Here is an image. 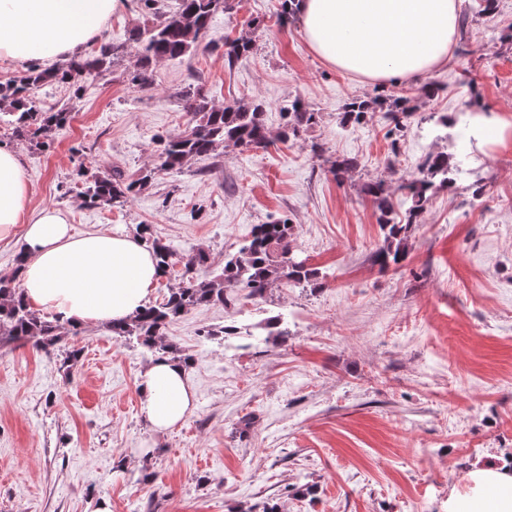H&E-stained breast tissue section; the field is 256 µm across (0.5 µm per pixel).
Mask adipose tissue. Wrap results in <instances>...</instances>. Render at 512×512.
Masks as SVG:
<instances>
[{
    "label": "adipose tissue",
    "mask_w": 512,
    "mask_h": 512,
    "mask_svg": "<svg viewBox=\"0 0 512 512\" xmlns=\"http://www.w3.org/2000/svg\"><path fill=\"white\" fill-rule=\"evenodd\" d=\"M460 0H295L311 49L337 69L375 82L442 66ZM119 0H0V58L44 64L80 55ZM30 187L18 151L0 147V240L17 238L26 264L20 287L36 311L77 325L110 326L148 304L160 277L152 250L137 238L74 234L57 210L29 212ZM141 407L157 433L191 412L187 370L163 359L141 374ZM465 494L447 512H512V470L468 471Z\"/></svg>",
    "instance_id": "obj_1"
}]
</instances>
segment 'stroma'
Here are the masks:
<instances>
[{"label": "stroma", "mask_w": 512, "mask_h": 512, "mask_svg": "<svg viewBox=\"0 0 512 512\" xmlns=\"http://www.w3.org/2000/svg\"><path fill=\"white\" fill-rule=\"evenodd\" d=\"M230 3L211 35L253 39L248 57L230 65L200 49L162 60L142 91L127 55L78 86L39 90L43 108H72L49 149L4 120L0 146L21 152L32 208L58 209L75 233L132 236L147 224L177 255L206 251L213 273L253 225L285 219L322 285L241 291L171 324L166 341L195 360V408L163 435L140 410L153 356L135 343L86 326L46 352L0 349V512H93L103 499L111 512H260L270 499L280 512H446L469 469L512 461V140L482 150L458 138L473 108L512 120V0L489 14L482 0H462L472 18L463 46L439 69L385 84L317 56L296 22L280 25L281 0ZM153 19L142 0H123L89 46L127 40ZM428 82L438 96L416 98ZM189 86L218 105L262 99L273 135L294 98L319 119L293 142L221 147L183 171L155 172L158 138L189 126ZM403 94L415 103L400 132L380 109L344 120L352 99ZM437 151L463 157L462 176L433 189L403 266L381 269L378 211L362 187L392 180L394 164L413 175ZM339 156L357 169L335 177ZM82 167L154 175L125 202L88 208ZM274 315L289 335L267 342L255 330ZM228 325L240 335L200 334ZM73 349L80 360L64 368Z\"/></svg>", "instance_id": "1"}]
</instances>
